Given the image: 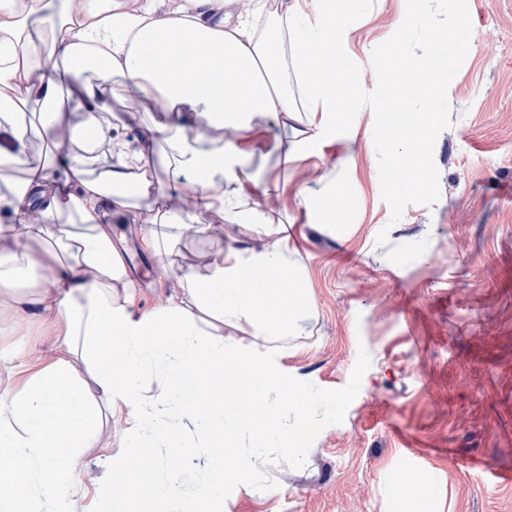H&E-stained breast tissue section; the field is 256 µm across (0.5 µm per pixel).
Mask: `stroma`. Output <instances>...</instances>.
<instances>
[{
    "instance_id": "35a3bbf8",
    "label": "stroma",
    "mask_w": 512,
    "mask_h": 512,
    "mask_svg": "<svg viewBox=\"0 0 512 512\" xmlns=\"http://www.w3.org/2000/svg\"><path fill=\"white\" fill-rule=\"evenodd\" d=\"M475 38L449 84L450 124L433 160L439 199L407 205L399 220L381 195L374 115L362 109L347 139L283 160L278 145L310 129L311 113L267 116L251 170L270 185L252 192L266 224H227L221 237L182 230L161 252H141L139 224H117L139 304L152 310L178 290L180 270L210 275L220 251L261 250L287 227L284 258L307 294L288 335L259 338L246 323L224 326L227 343L274 347L302 388L318 428L304 452L271 450L248 484L224 495L223 512H389L397 471L432 475L427 512H512V0H467ZM403 0H363L348 54L373 90V50L389 39ZM348 184L354 210L329 222L307 218L303 196L323 198ZM386 243H378L379 233ZM24 286L0 290V375L51 362L61 323L44 322ZM130 423L114 414L86 449L69 491L73 512H90L123 455ZM183 497L197 495L202 463L172 455L145 436ZM469 459L485 470L466 467Z\"/></svg>"
}]
</instances>
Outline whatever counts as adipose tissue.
Instances as JSON below:
<instances>
[{
  "instance_id": "obj_1",
  "label": "adipose tissue",
  "mask_w": 512,
  "mask_h": 512,
  "mask_svg": "<svg viewBox=\"0 0 512 512\" xmlns=\"http://www.w3.org/2000/svg\"><path fill=\"white\" fill-rule=\"evenodd\" d=\"M354 18L346 0H280L273 17L266 0H250L244 13L227 11L225 0H173L162 13L155 0H82L76 9L70 0H30L25 11L0 0V170L13 174L0 182V210L11 215L0 236L20 228L37 246L0 263V288L14 287L22 272L49 269L34 302L65 323L52 364L22 388L0 383V456L11 460L0 471V512H71L72 471L116 412L131 422L127 448L112 462L94 512H222L225 491L255 474L267 449H303L316 423L272 348L241 349L223 334L225 324L244 320L259 335H287L304 290L279 245L230 251L205 279L185 270L165 306L142 311L113 227L145 224L141 247L157 252L183 225L212 232L215 214L231 224L264 223L246 203L256 121L290 115L302 97L318 119L301 148L340 140L348 114L337 100L362 92L346 54ZM116 76L151 114L131 153L99 117ZM23 84L28 92L17 94ZM72 103L83 111L75 124ZM41 124L68 131L63 177L53 174L55 153L32 145ZM208 128L235 136L209 138ZM108 140L115 154L97 163ZM157 153L177 191L192 197L190 209L154 198L148 167ZM77 361L93 373L97 396L74 376ZM272 388L295 406L292 426L266 406ZM145 430L202 460L199 497L181 499L173 481L155 480L153 460L137 483L124 482L143 460ZM231 448L237 455L228 466ZM436 493L427 474L398 472L391 512H418Z\"/></svg>"
}]
</instances>
